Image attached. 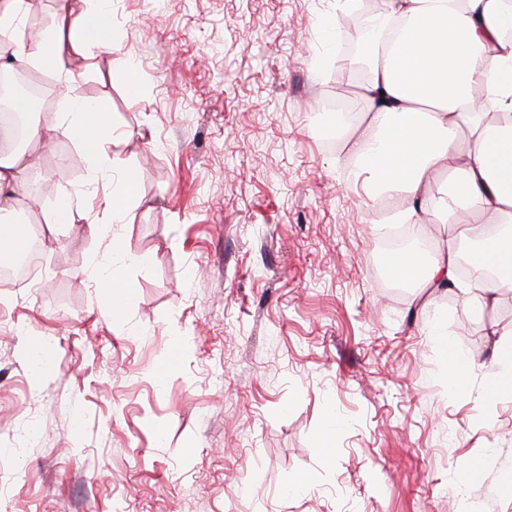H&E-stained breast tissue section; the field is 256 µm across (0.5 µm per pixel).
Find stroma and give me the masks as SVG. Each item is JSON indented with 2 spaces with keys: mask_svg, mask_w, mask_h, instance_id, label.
<instances>
[{
  "mask_svg": "<svg viewBox=\"0 0 512 512\" xmlns=\"http://www.w3.org/2000/svg\"><path fill=\"white\" fill-rule=\"evenodd\" d=\"M346 14L338 0H112L118 49L80 59L72 92L108 103L137 194L114 222L116 179L91 184L73 141L33 152L10 220L47 237L33 279L0 280V512H512V397L484 399L512 291L481 313L457 290L390 291L369 177L347 137L325 142V101L363 80L335 66ZM51 179L112 235L54 223ZM114 237L152 265L114 262ZM96 262L137 289L124 322ZM438 324L479 356L458 392ZM32 331L54 362L39 381ZM329 425L332 455L317 442ZM465 460L486 465L477 490L457 484Z\"/></svg>",
  "mask_w": 512,
  "mask_h": 512,
  "instance_id": "stroma-1",
  "label": "stroma"
}]
</instances>
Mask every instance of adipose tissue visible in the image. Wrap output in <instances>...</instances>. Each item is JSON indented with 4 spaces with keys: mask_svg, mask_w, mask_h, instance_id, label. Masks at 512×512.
<instances>
[{
    "mask_svg": "<svg viewBox=\"0 0 512 512\" xmlns=\"http://www.w3.org/2000/svg\"><path fill=\"white\" fill-rule=\"evenodd\" d=\"M28 0H0V36L12 49L0 69L36 65L58 73L69 88L71 67L88 48L111 54L116 40L112 0H57L50 26L38 36L24 31ZM363 61L367 79L357 95L370 116L351 144L373 180V194L389 207L388 224H415L424 199L446 215L466 213V239L482 242L478 267L492 270L474 282L478 307L512 288V0H387L375 19ZM55 127L92 163L107 161L112 129L107 106L68 95ZM32 169L29 154L0 156V212L8 210ZM449 190L432 195L439 175ZM497 236H489V228ZM424 265V288L458 287L454 245L432 256H393L394 279L411 278ZM94 281L108 296L111 321H123L136 299L133 284L118 281L110 266L95 265Z\"/></svg>",
    "mask_w": 512,
    "mask_h": 512,
    "instance_id": "1",
    "label": "adipose tissue"
}]
</instances>
